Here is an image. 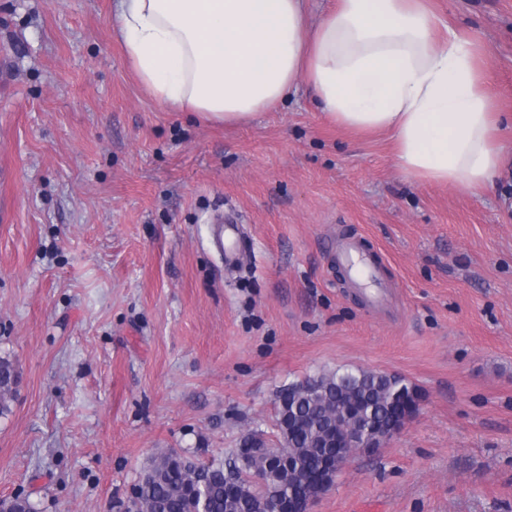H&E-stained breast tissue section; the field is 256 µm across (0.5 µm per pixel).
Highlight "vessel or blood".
I'll list each match as a JSON object with an SVG mask.
<instances>
[{
    "instance_id": "b4317fda",
    "label": "vessel or blood",
    "mask_w": 512,
    "mask_h": 512,
    "mask_svg": "<svg viewBox=\"0 0 512 512\" xmlns=\"http://www.w3.org/2000/svg\"><path fill=\"white\" fill-rule=\"evenodd\" d=\"M336 261L351 287L362 294L366 308L373 314H384L390 302V283L381 260L361 240L349 238L337 244Z\"/></svg>"
}]
</instances>
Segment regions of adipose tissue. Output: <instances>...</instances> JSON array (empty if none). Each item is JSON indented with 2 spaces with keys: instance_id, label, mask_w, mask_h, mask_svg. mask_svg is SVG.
Returning <instances> with one entry per match:
<instances>
[{
  "instance_id": "1",
  "label": "adipose tissue",
  "mask_w": 512,
  "mask_h": 512,
  "mask_svg": "<svg viewBox=\"0 0 512 512\" xmlns=\"http://www.w3.org/2000/svg\"><path fill=\"white\" fill-rule=\"evenodd\" d=\"M115 20L142 86L177 111L239 124L304 79L324 116L391 133L410 180L494 189L508 148L477 47L436 38L426 0H117Z\"/></svg>"
}]
</instances>
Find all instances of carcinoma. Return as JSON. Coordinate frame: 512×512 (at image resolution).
Returning <instances> with one entry per match:
<instances>
[{
  "instance_id": "carcinoma-1",
  "label": "carcinoma",
  "mask_w": 512,
  "mask_h": 512,
  "mask_svg": "<svg viewBox=\"0 0 512 512\" xmlns=\"http://www.w3.org/2000/svg\"><path fill=\"white\" fill-rule=\"evenodd\" d=\"M19 380L15 364L0 358V415L9 411L8 399ZM300 383L283 386L276 396L274 428L280 456L291 459L289 469L272 464L260 452L262 434L253 431L224 462L193 460L174 451L152 456L129 499L126 512H255L256 503L267 498H288L298 488L301 498L323 479V466L332 448H322L331 429L368 420L381 427L403 414L401 392H409L403 379L374 370L322 372ZM267 473L265 483L246 487L252 471Z\"/></svg>"
}]
</instances>
